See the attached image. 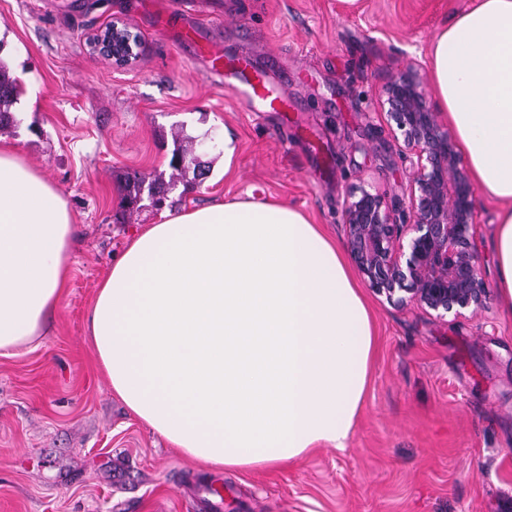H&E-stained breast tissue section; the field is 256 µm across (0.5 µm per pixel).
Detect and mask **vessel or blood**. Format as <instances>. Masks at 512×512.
Returning a JSON list of instances; mask_svg holds the SVG:
<instances>
[{
	"label": "vessel or blood",
	"instance_id": "obj_1",
	"mask_svg": "<svg viewBox=\"0 0 512 512\" xmlns=\"http://www.w3.org/2000/svg\"><path fill=\"white\" fill-rule=\"evenodd\" d=\"M201 57L207 59V73L223 86L246 111L275 112L281 121H288L296 106L284 87L274 83L273 65L243 55L225 52L222 45L207 43L199 46Z\"/></svg>",
	"mask_w": 512,
	"mask_h": 512
}]
</instances>
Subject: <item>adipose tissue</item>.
Returning <instances> with one entry per match:
<instances>
[{
	"label": "adipose tissue",
	"instance_id": "adipose-tissue-1",
	"mask_svg": "<svg viewBox=\"0 0 512 512\" xmlns=\"http://www.w3.org/2000/svg\"><path fill=\"white\" fill-rule=\"evenodd\" d=\"M438 104L498 204L497 288L512 314V0H473L430 44ZM66 200L0 144V354L33 344L71 268ZM112 391L185 454L280 467L345 450L375 327L343 247L279 202L172 212L130 238L88 313Z\"/></svg>",
	"mask_w": 512,
	"mask_h": 512
}]
</instances>
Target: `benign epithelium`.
Instances as JSON below:
<instances>
[{
    "label": "benign epithelium",
    "instance_id": "obj_1",
    "mask_svg": "<svg viewBox=\"0 0 512 512\" xmlns=\"http://www.w3.org/2000/svg\"><path fill=\"white\" fill-rule=\"evenodd\" d=\"M138 45V35L120 21L93 40L116 68L132 63ZM379 106L410 163L406 220L396 222L384 198L366 186L348 191L341 218L358 275L388 303L412 302L436 318L484 310L475 185L418 61L383 85Z\"/></svg>",
    "mask_w": 512,
    "mask_h": 512
}]
</instances>
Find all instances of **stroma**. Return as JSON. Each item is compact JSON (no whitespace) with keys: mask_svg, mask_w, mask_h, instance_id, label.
Returning <instances> with one entry per match:
<instances>
[{"mask_svg":"<svg viewBox=\"0 0 512 512\" xmlns=\"http://www.w3.org/2000/svg\"><path fill=\"white\" fill-rule=\"evenodd\" d=\"M472 0H197L203 39L273 59L292 129L208 85L174 0H0V61L21 93L0 131L67 200L72 275L39 342L0 355V512H512V314L493 288L496 205L477 197L482 313L439 319L364 288L376 323L368 395L346 450L217 469L172 447L113 394L88 334L97 287L129 238L169 210L271 200L344 242L341 204L365 183L398 206L409 164L378 99ZM120 19L139 57L116 69L91 39ZM318 137L319 153L294 128ZM239 152L224 170V134ZM208 168L174 171L175 142ZM173 181L163 208L129 176Z\"/></svg>","mask_w":512,"mask_h":512,"instance_id":"obj_1","label":"stroma"}]
</instances>
